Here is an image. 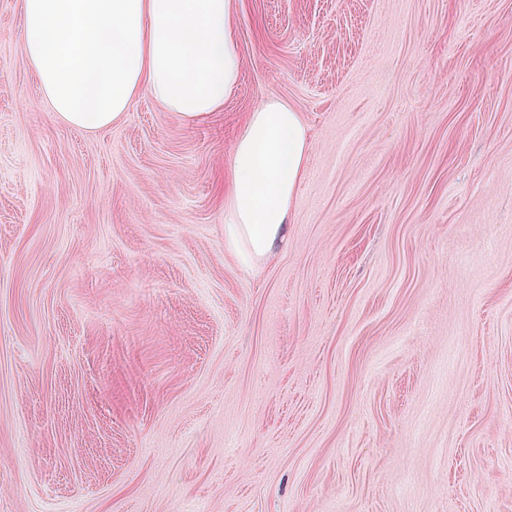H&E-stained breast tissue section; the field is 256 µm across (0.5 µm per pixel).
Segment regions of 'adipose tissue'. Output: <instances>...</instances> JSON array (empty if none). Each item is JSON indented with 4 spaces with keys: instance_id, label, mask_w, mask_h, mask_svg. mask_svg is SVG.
<instances>
[{
    "instance_id": "ef3b65f1",
    "label": "adipose tissue",
    "mask_w": 512,
    "mask_h": 512,
    "mask_svg": "<svg viewBox=\"0 0 512 512\" xmlns=\"http://www.w3.org/2000/svg\"><path fill=\"white\" fill-rule=\"evenodd\" d=\"M22 53L63 122L111 126L141 93L186 120L221 110L241 59L232 0H21ZM300 113L272 101L250 113L232 154L224 245L256 269L288 239L307 165Z\"/></svg>"
}]
</instances>
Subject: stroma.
Listing matches in <instances>:
<instances>
[{
	"mask_svg": "<svg viewBox=\"0 0 512 512\" xmlns=\"http://www.w3.org/2000/svg\"><path fill=\"white\" fill-rule=\"evenodd\" d=\"M222 111L57 119L0 0V512H512V0H233ZM310 130L285 249L233 145ZM310 149L299 112L280 101L250 112L232 154L224 245L237 265L254 270L288 240L290 215Z\"/></svg>",
	"mask_w": 512,
	"mask_h": 512,
	"instance_id": "35a3bbf8",
	"label": "stroma"
}]
</instances>
